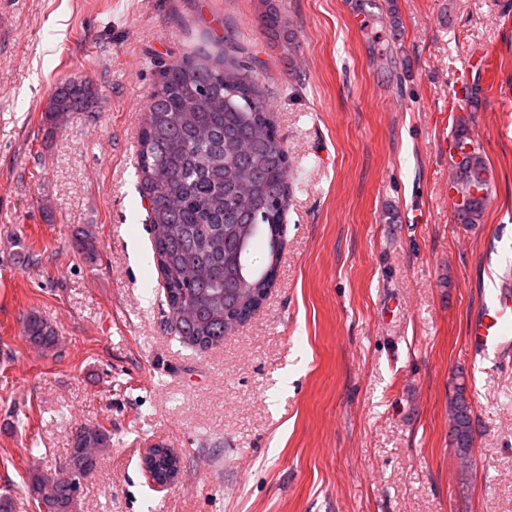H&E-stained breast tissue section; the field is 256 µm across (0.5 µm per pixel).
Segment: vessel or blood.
Listing matches in <instances>:
<instances>
[{"mask_svg":"<svg viewBox=\"0 0 512 512\" xmlns=\"http://www.w3.org/2000/svg\"><path fill=\"white\" fill-rule=\"evenodd\" d=\"M511 293L512 282L498 279L471 315L466 342L474 359L512 363V307L507 304Z\"/></svg>","mask_w":512,"mask_h":512,"instance_id":"obj_1","label":"vessel or blood"}]
</instances>
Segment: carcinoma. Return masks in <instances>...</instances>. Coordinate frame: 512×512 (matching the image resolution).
Instances as JSON below:
<instances>
[{
    "instance_id": "carcinoma-1",
    "label": "carcinoma",
    "mask_w": 512,
    "mask_h": 512,
    "mask_svg": "<svg viewBox=\"0 0 512 512\" xmlns=\"http://www.w3.org/2000/svg\"><path fill=\"white\" fill-rule=\"evenodd\" d=\"M266 34L293 44L275 0H266L262 15ZM98 91L88 79L62 83L52 94L44 121L54 132L71 112L89 111ZM461 178L455 204L458 219L476 224L486 195L487 169L472 149L458 162ZM137 171L142 194L149 199L146 222L153 237V260L161 273L167 319L184 342L205 350L224 340V320L245 314L252 295L269 288L261 280L275 270L283 245V216L292 192L291 163L284 138L269 111L260 77L234 49L219 57L196 47L169 64L152 94L139 138ZM264 244L267 263L260 265L256 247ZM72 247L86 261L100 252L85 231H76ZM195 308L190 319L175 316V307ZM23 332L42 350L57 345L55 329L36 313L26 316ZM450 433L460 456L473 441L471 409L465 387L452 401ZM112 445L102 424L79 427L59 474L28 473L27 506L31 512H74L82 481L96 468L86 449Z\"/></svg>"
}]
</instances>
